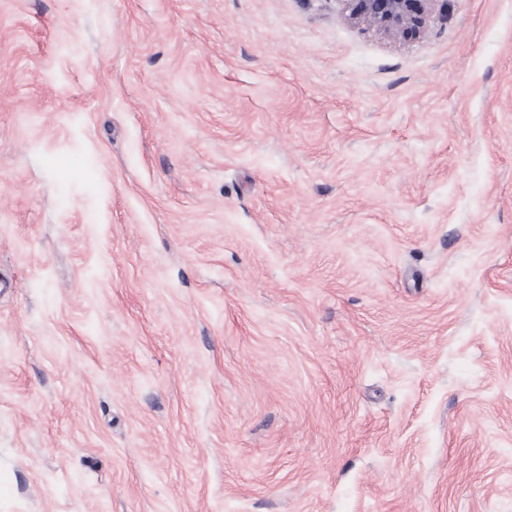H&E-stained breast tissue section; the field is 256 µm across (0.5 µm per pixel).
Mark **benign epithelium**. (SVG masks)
I'll return each instance as SVG.
<instances>
[{"mask_svg": "<svg viewBox=\"0 0 512 512\" xmlns=\"http://www.w3.org/2000/svg\"><path fill=\"white\" fill-rule=\"evenodd\" d=\"M349 19L389 35H416L424 24L427 0H346Z\"/></svg>", "mask_w": 512, "mask_h": 512, "instance_id": "benign-epithelium-1", "label": "benign epithelium"}]
</instances>
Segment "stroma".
<instances>
[{
	"label": "stroma",
	"mask_w": 512,
	"mask_h": 512,
	"mask_svg": "<svg viewBox=\"0 0 512 512\" xmlns=\"http://www.w3.org/2000/svg\"><path fill=\"white\" fill-rule=\"evenodd\" d=\"M0 512H512V0H0ZM349 19L389 35H416L424 24L425 2L430 0H345Z\"/></svg>",
	"instance_id": "stroma-1"
}]
</instances>
